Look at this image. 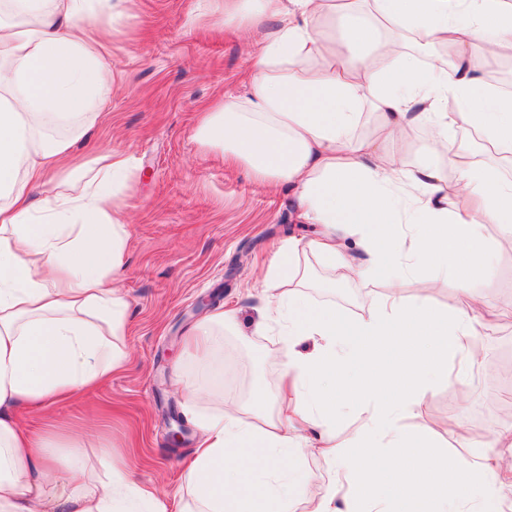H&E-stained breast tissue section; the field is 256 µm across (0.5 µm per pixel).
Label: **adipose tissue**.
I'll return each instance as SVG.
<instances>
[{
	"instance_id": "ef3b65f1",
	"label": "adipose tissue",
	"mask_w": 512,
	"mask_h": 512,
	"mask_svg": "<svg viewBox=\"0 0 512 512\" xmlns=\"http://www.w3.org/2000/svg\"><path fill=\"white\" fill-rule=\"evenodd\" d=\"M126 0H0V512H171L149 486L110 464L87 473L86 449L56 453L14 411L43 410L103 382L128 359L129 303L116 282L128 241L121 206L129 156L99 149L73 163L75 140L98 124L112 96L109 50L95 21ZM334 0H211L225 25L267 31L247 96L204 113L196 131L249 168L263 186H288L306 243L288 240L263 277L255 326H279V386L289 399L257 418L254 400L229 399L199 422L196 458L172 512H512V426L460 453L408 431L440 379L465 383L484 367V326L469 283L487 274L486 225L512 246V181L452 148L468 121L512 150V96L485 80L476 43L512 47V0H347V34L320 38ZM409 33L422 52L451 45L448 65L404 53L385 29ZM460 109L448 111L449 96ZM380 135L355 138L363 112ZM426 128L423 157L391 152ZM465 202L449 209L446 167ZM308 251L344 276L381 280L390 292L366 316L306 309L297 264ZM426 267L460 300L439 308L405 301L395 282ZM313 340L314 353L296 346ZM359 429L336 438L347 411ZM318 453L329 466L315 494L291 459Z\"/></svg>"
}]
</instances>
